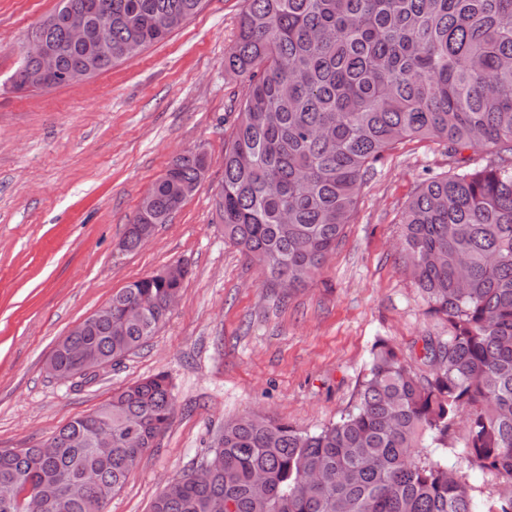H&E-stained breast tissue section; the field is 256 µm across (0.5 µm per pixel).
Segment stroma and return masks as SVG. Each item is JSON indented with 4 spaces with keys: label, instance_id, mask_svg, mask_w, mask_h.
Returning a JSON list of instances; mask_svg holds the SVG:
<instances>
[{
    "label": "stroma",
    "instance_id": "35a3bbf8",
    "mask_svg": "<svg viewBox=\"0 0 512 512\" xmlns=\"http://www.w3.org/2000/svg\"><path fill=\"white\" fill-rule=\"evenodd\" d=\"M58 2L0 0V448L43 444L114 391L165 373L172 421L106 505L150 512L225 420L261 412L318 430L352 404L377 338L410 357L423 337L447 335L398 243L405 204L452 162L429 139L385 154L322 274L279 301L225 241L214 206L245 93L224 71L244 0H207L164 41L86 81L15 89L27 36ZM199 147L211 164L195 191L143 248L122 250L146 191ZM177 262L189 273L144 347L90 380L48 374L69 330Z\"/></svg>",
    "mask_w": 512,
    "mask_h": 512
}]
</instances>
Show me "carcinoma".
Segmentation results:
<instances>
[{
    "instance_id": "1",
    "label": "carcinoma",
    "mask_w": 512,
    "mask_h": 512,
    "mask_svg": "<svg viewBox=\"0 0 512 512\" xmlns=\"http://www.w3.org/2000/svg\"><path fill=\"white\" fill-rule=\"evenodd\" d=\"M99 2L112 18L102 73L129 41L164 40L206 0ZM245 2L224 56V72L246 82L215 199L224 240L270 288L312 281L373 165L406 140H437L455 166L422 181L400 223L406 266L448 335L424 339L416 363L425 371L377 338L354 405L318 431L262 414L225 421L208 449L222 467L203 479L184 473L150 512H512V491L479 499L467 481L479 471L512 486V0ZM84 3L59 0L47 16L43 35L65 72L88 52L64 28ZM477 146L495 158L470 166L462 154ZM209 167L204 149L176 157L133 224L152 234L168 223ZM185 276H149L112 294V321L59 343L49 373L77 375L68 344L115 365L141 348ZM174 410L159 373L66 423L50 455L0 448V485L15 491L0 512H24L31 491L47 512H105ZM101 427L112 432L107 452L96 446Z\"/></svg>"
}]
</instances>
